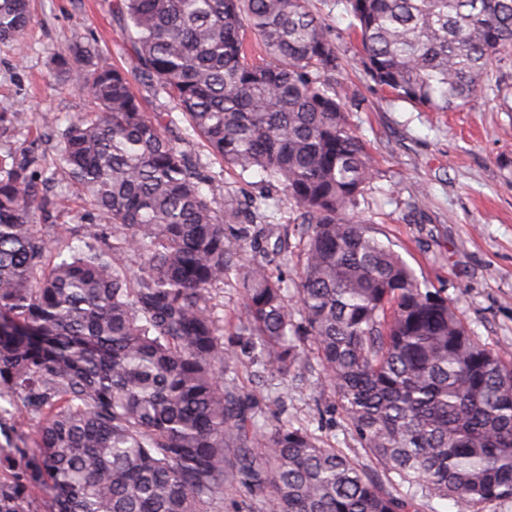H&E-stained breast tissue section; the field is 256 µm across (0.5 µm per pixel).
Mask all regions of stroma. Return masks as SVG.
<instances>
[{
    "label": "stroma",
    "mask_w": 512,
    "mask_h": 512,
    "mask_svg": "<svg viewBox=\"0 0 512 512\" xmlns=\"http://www.w3.org/2000/svg\"><path fill=\"white\" fill-rule=\"evenodd\" d=\"M340 68L333 76L350 124L375 158L357 212L379 240L414 270L419 282L447 296L482 343L512 361V53L488 73L485 90L466 107L431 112L394 100L367 76L361 45L344 0H310ZM34 38L27 62L0 44V109L35 120L53 112L68 120L82 112L81 93L62 87L52 59L76 43L95 45L109 63L124 65L129 46L112 20V0H34ZM182 114L170 130L182 146L204 157L206 188L216 204L233 197L259 205L263 231H277L295 209L281 187L260 171L237 177L187 138ZM224 338L243 359L235 383L259 403L266 428L285 421L307 428L362 467L367 453L324 382L318 364L291 377L271 374L237 329L242 302L233 282L216 293Z\"/></svg>",
    "instance_id": "stroma-1"
}]
</instances>
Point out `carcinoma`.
<instances>
[{
    "mask_svg": "<svg viewBox=\"0 0 512 512\" xmlns=\"http://www.w3.org/2000/svg\"><path fill=\"white\" fill-rule=\"evenodd\" d=\"M364 67L397 101L465 106L512 50V0H346ZM128 68L74 45L54 63L90 103L66 126L35 129L55 153L18 139L0 112V512H212L240 491L241 512H418L417 496L461 512L512 499V364L473 336L448 298L359 219L372 159L336 85L334 44L308 0H113ZM30 0H0V41L21 47ZM271 62L248 58L246 31ZM138 82L183 113L212 155L259 170L297 207L293 288L246 242V212L201 190V159L145 111ZM58 176L67 191H40ZM112 219L36 228L69 192ZM240 225L231 242L226 231ZM82 246L58 262L50 244ZM235 273L241 333L287 376L316 359L381 477L302 426L266 430L230 378L214 291ZM301 321H296V317Z\"/></svg>",
    "mask_w": 512,
    "mask_h": 512,
    "instance_id": "cac0c4a2",
    "label": "carcinoma"
}]
</instances>
